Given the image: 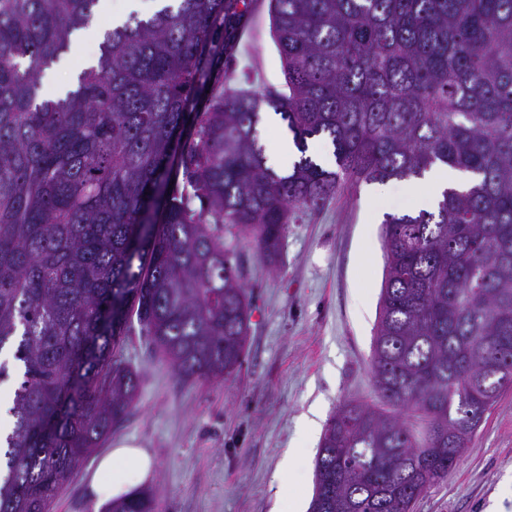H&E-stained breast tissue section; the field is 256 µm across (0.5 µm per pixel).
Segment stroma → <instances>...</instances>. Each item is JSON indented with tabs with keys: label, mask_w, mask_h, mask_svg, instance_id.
I'll list each match as a JSON object with an SVG mask.
<instances>
[{
	"label": "stroma",
	"mask_w": 512,
	"mask_h": 512,
	"mask_svg": "<svg viewBox=\"0 0 512 512\" xmlns=\"http://www.w3.org/2000/svg\"><path fill=\"white\" fill-rule=\"evenodd\" d=\"M224 87L261 93L284 87L268 0H248ZM371 184L345 189L316 210L296 211L281 255L266 264L249 238L225 234L252 299L242 365L223 381L185 382L159 360L139 328L116 352L141 376L129 414L110 442L135 441L154 465L149 488L157 512H271L276 471L301 451L289 491L310 503L323 429L308 430L311 407L330 420L346 400L376 404L371 350L383 278L385 214L425 208L400 193L370 202ZM87 458L62 489L53 512H102L86 482ZM512 512V389L487 413L459 465L429 487L415 512Z\"/></svg>",
	"instance_id": "stroma-1"
}]
</instances>
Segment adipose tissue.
I'll list each match as a JSON object with an SVG mask.
<instances>
[{
    "mask_svg": "<svg viewBox=\"0 0 512 512\" xmlns=\"http://www.w3.org/2000/svg\"><path fill=\"white\" fill-rule=\"evenodd\" d=\"M464 179V173L445 167H434L415 181L377 185L372 195L375 199L383 200L398 189L408 195H423L432 200L438 198L444 189ZM151 466V458L146 450L132 441H117L114 448L99 455L95 469L88 479V491L100 502L124 496L145 481Z\"/></svg>",
    "mask_w": 512,
    "mask_h": 512,
    "instance_id": "obj_1",
    "label": "adipose tissue"
}]
</instances>
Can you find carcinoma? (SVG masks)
<instances>
[{"instance_id": "cac0c4a2", "label": "carcinoma", "mask_w": 512, "mask_h": 512, "mask_svg": "<svg viewBox=\"0 0 512 512\" xmlns=\"http://www.w3.org/2000/svg\"><path fill=\"white\" fill-rule=\"evenodd\" d=\"M104 32L76 86L42 78L99 0H0V351L21 380L0 512H51L129 412L132 323L183 381L233 376L251 299L223 231L277 261L295 210L346 186L472 173L387 213L372 371L343 402L310 512H412L512 388V0H269L286 91L224 92L247 0H176ZM268 106L301 156L266 165ZM332 146L335 169L306 155ZM140 491L103 512H155Z\"/></svg>"}]
</instances>
